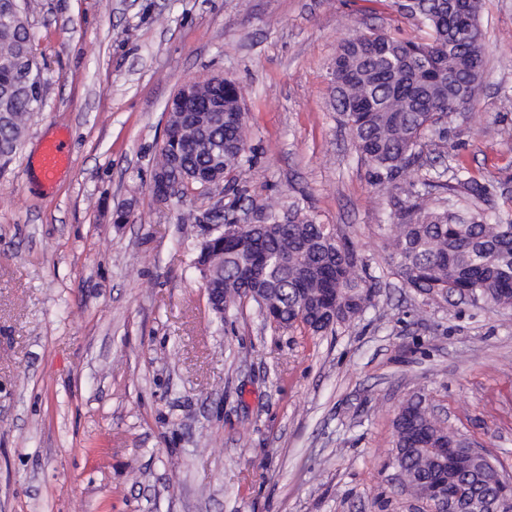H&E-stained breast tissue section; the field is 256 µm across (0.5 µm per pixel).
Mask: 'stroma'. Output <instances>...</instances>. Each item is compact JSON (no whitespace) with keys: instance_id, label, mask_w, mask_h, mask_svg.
I'll use <instances>...</instances> for the list:
<instances>
[{"instance_id":"obj_1","label":"stroma","mask_w":512,"mask_h":512,"mask_svg":"<svg viewBox=\"0 0 512 512\" xmlns=\"http://www.w3.org/2000/svg\"><path fill=\"white\" fill-rule=\"evenodd\" d=\"M399 0H23L41 112L0 170V512H427L392 422L422 398L512 476V309L406 288L386 200L333 106L354 27L423 40ZM485 70L423 179L462 170L512 218V0H481ZM238 84L250 168L188 195L225 212L297 200L379 283L315 335L243 299L227 321L190 262L199 225L151 189L166 104ZM69 134L45 187L29 165Z\"/></svg>"}]
</instances>
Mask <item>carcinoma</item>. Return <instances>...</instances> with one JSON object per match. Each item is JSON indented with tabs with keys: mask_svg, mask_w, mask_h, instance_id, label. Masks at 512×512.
Instances as JSON below:
<instances>
[{
	"mask_svg": "<svg viewBox=\"0 0 512 512\" xmlns=\"http://www.w3.org/2000/svg\"><path fill=\"white\" fill-rule=\"evenodd\" d=\"M407 13L428 30L423 42L404 41L374 30L355 29L338 57L350 69V82L333 87L336 111L345 119L369 177L391 207V258L405 284L418 294L442 296L469 288L486 306L512 307V220L491 204L497 185L454 176L455 184L417 180L423 166L421 138L457 107L467 104L471 70L484 60L482 43L467 31L478 23L480 0L450 12L448 0H414ZM200 95L224 96L227 112H244L234 87L221 89L207 79L196 83ZM41 69L33 54V34L20 0H0V168L16 156L33 116L41 111ZM168 125L169 146L157 168L204 187L221 180L215 159L228 171L243 166L248 150L246 125L204 120L183 114L178 105ZM254 230L268 254L238 249L215 235L192 260L212 288L224 289V313L251 298L259 308L271 304L278 325L301 323L313 333L362 317L371 303L377 277L368 272L351 243L316 223L300 203L288 204V223L268 206ZM400 466L421 493L444 481L448 490L494 498L497 471L476 465L448 472L433 460V449L456 443L457 435L434 420L422 400L410 401L394 423Z\"/></svg>",
	"mask_w": 512,
	"mask_h": 512,
	"instance_id": "cac0c4a2",
	"label": "carcinoma"
}]
</instances>
